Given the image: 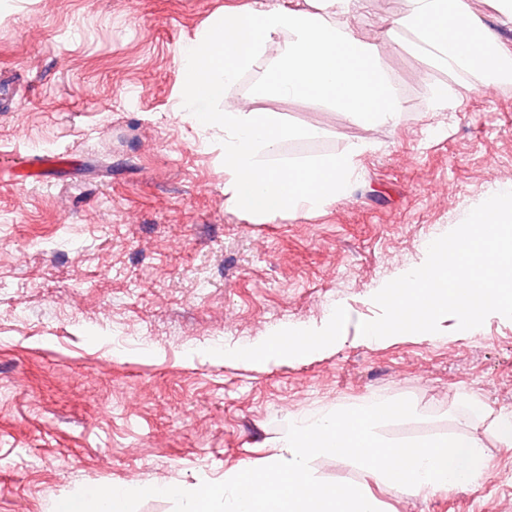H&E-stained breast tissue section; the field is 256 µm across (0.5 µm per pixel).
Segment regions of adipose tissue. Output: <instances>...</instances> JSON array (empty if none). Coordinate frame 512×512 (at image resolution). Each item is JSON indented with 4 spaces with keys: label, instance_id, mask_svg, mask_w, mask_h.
<instances>
[{
    "label": "adipose tissue",
    "instance_id": "obj_1",
    "mask_svg": "<svg viewBox=\"0 0 512 512\" xmlns=\"http://www.w3.org/2000/svg\"><path fill=\"white\" fill-rule=\"evenodd\" d=\"M321 10L284 7L274 0H253L246 10L225 13L204 31L182 58L181 108L206 130L224 134V192L245 213L275 218L290 210L333 202L347 196L357 156L368 142L301 164L278 160L281 144L298 134L270 112L248 111L226 91L240 72L263 52L272 37L283 36L277 65L266 91L277 97H313L367 121L398 123L404 105L393 93L375 52L362 44L347 18L351 0H320ZM399 26L411 30L420 48L450 72L497 85L512 70V47L471 15L467 0H408ZM223 109H214V102ZM336 333L328 324L320 339L286 331L238 350V357L261 362L271 354L310 355L325 350Z\"/></svg>",
    "mask_w": 512,
    "mask_h": 512
}]
</instances>
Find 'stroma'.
Listing matches in <instances>:
<instances>
[{
    "instance_id": "stroma-1",
    "label": "stroma",
    "mask_w": 512,
    "mask_h": 512,
    "mask_svg": "<svg viewBox=\"0 0 512 512\" xmlns=\"http://www.w3.org/2000/svg\"><path fill=\"white\" fill-rule=\"evenodd\" d=\"M251 0H0V71L20 107L0 112V512H53L81 488L166 482L185 489L278 454L286 426L368 400L411 399L417 419L390 440L468 434L489 475L411 495L352 461L320 457L321 480L367 489L381 512H512V319L375 343L359 324L374 294L438 236L512 185V87L482 96L390 31L406 0H358L349 22L380 49L405 111L364 123L313 99L262 92L282 37L227 90L277 113L304 161L373 143L347 197L275 219L224 193V138L179 107V61L212 22ZM440 85L458 105L434 110ZM70 155L37 179L12 158ZM341 310L333 348L263 365L224 357L283 330L320 332ZM483 412H476V405Z\"/></svg>"
}]
</instances>
